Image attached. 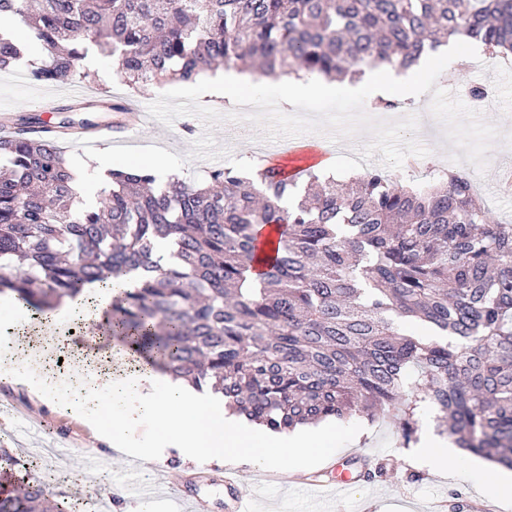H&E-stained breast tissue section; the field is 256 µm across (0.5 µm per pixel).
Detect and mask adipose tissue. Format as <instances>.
I'll return each mask as SVG.
<instances>
[{
    "label": "adipose tissue",
    "mask_w": 512,
    "mask_h": 512,
    "mask_svg": "<svg viewBox=\"0 0 512 512\" xmlns=\"http://www.w3.org/2000/svg\"><path fill=\"white\" fill-rule=\"evenodd\" d=\"M425 92L424 72L384 69L342 84L292 76L284 99L314 103L329 94H342L370 103L390 96L403 106L414 107ZM134 284V278L128 277L86 289L22 321L14 318L18 302L1 298L0 383L25 387L39 399L48 388L64 387L55 408L95 430L100 440L121 449L126 457L149 460L173 451L185 461L214 458L259 468L279 460L320 459L332 452L336 446L332 428L273 434L235 423L222 398L172 380L133 356L117 339L88 330V323L100 320L113 296ZM45 339L78 361L82 376L65 380L47 367L41 348ZM147 420L155 425L158 438L142 448L128 435Z\"/></svg>",
    "instance_id": "ef3b65f1"
}]
</instances>
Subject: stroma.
Here are the masks:
<instances>
[{
  "instance_id": "1",
  "label": "stroma",
  "mask_w": 512,
  "mask_h": 512,
  "mask_svg": "<svg viewBox=\"0 0 512 512\" xmlns=\"http://www.w3.org/2000/svg\"><path fill=\"white\" fill-rule=\"evenodd\" d=\"M469 57L470 65L459 66L452 73L440 66L430 69L422 109L434 110L443 84L459 88L478 86L485 80L496 90L494 106L486 111L477 108L472 99L455 96L446 111L439 113L440 126L427 146L407 139L400 129L373 122L337 130L319 123L274 125L267 121L260 104L247 119L237 121L231 117L237 103L203 96L192 84L168 82L150 85L135 95L141 102L160 104L164 120L144 126L134 140L115 141L107 151L115 166L148 164L156 159L194 181L207 176L218 155H227L229 165L246 169L273 163L271 155L260 160L253 156L271 140L307 152L327 149L329 169L338 179L362 173V165L355 161L359 154L369 159L371 167L399 175L405 185L425 182L428 175H440L452 165L482 180L479 192L496 221L512 222V194L496 187L500 171L512 164V73L490 68L487 53L473 50ZM80 86L104 88L117 97L127 93L109 63L91 70L87 80L67 83L20 81L14 71L2 70L0 109L14 114L31 109L35 101L46 97L55 105L53 111L44 113V120L55 125L66 117L78 121L89 114L79 110L68 93ZM89 116L101 124L120 119L119 113L104 110ZM1 405L15 407L19 416L0 420V449L16 458L29 477L51 480L58 498L73 512H114L121 490L115 482L119 471L109 464L111 449L103 448L101 440L49 404L31 400L22 389L0 385ZM334 426L337 455L384 465V475L373 482L355 480L344 492L323 499L298 493L289 482L295 466L284 461L244 482L242 490L251 497L253 512H427L429 505L438 501L444 505L443 512H456L461 498L475 500L480 495L478 488L466 483L456 461H449L447 470L439 474L408 463L407 449L390 421L371 424L354 417L335 421ZM98 447L103 455L96 468H88L85 451ZM126 465L141 467L146 481L157 485L149 504L126 502L127 512H173L175 503L169 491L191 480L195 468L193 462L181 461L172 453L150 462L130 459Z\"/></svg>"
}]
</instances>
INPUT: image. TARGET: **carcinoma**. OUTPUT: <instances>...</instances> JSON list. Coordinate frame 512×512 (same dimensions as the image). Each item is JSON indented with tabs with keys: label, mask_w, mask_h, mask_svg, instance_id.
<instances>
[{
	"label": "carcinoma",
	"mask_w": 512,
	"mask_h": 512,
	"mask_svg": "<svg viewBox=\"0 0 512 512\" xmlns=\"http://www.w3.org/2000/svg\"><path fill=\"white\" fill-rule=\"evenodd\" d=\"M4 13L25 30L0 34V70L34 43L48 55L30 79L65 82L84 76L92 43L133 92L240 62L265 77L352 78L451 40L512 53V0H0ZM13 123L0 137V293L45 312L133 273L99 329L249 420L281 431L391 415L408 443L430 415L512 468V224L490 219L469 174L418 190L378 169L321 185L309 166L161 185L151 167L114 169L84 210L64 151L31 133L41 119ZM258 225L277 232L271 255ZM0 512L66 507L19 476Z\"/></svg>",
	"instance_id": "cac0c4a2"
}]
</instances>
